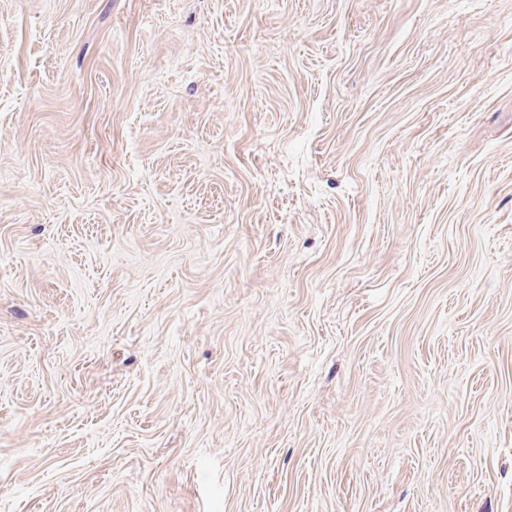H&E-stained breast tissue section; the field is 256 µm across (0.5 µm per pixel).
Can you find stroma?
Masks as SVG:
<instances>
[{
    "mask_svg": "<svg viewBox=\"0 0 512 512\" xmlns=\"http://www.w3.org/2000/svg\"><path fill=\"white\" fill-rule=\"evenodd\" d=\"M0 512H512V0H0Z\"/></svg>",
    "mask_w": 512,
    "mask_h": 512,
    "instance_id": "obj_1",
    "label": "stroma"
}]
</instances>
